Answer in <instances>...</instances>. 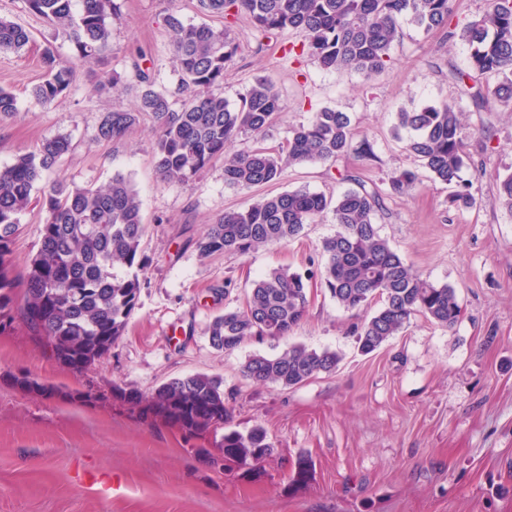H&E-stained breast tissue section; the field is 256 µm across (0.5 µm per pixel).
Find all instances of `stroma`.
<instances>
[{"mask_svg":"<svg viewBox=\"0 0 512 512\" xmlns=\"http://www.w3.org/2000/svg\"><path fill=\"white\" fill-rule=\"evenodd\" d=\"M121 4L110 51L79 69L61 102L43 106L31 96L44 76L41 53L49 48L68 58L70 43L26 0H0V15L31 33L24 51L0 54V89L17 99L16 113L0 118V165L19 150L68 136L73 148L44 184L97 187L128 177L141 202L149 260L124 336L88 370L51 361L22 324L0 333V512H512V213L491 204L497 177L512 172V112L477 110L449 80L450 66L465 67L467 46L404 20L387 69L337 73L289 55L294 34H262L243 14L228 24L200 12L197 0ZM174 4L185 22L227 26L240 43L220 90L229 105L239 104L259 75L279 93L283 110L266 132V147L282 145L292 127L333 108L348 113L355 139L373 143L374 159L347 154L293 166L267 185L229 187L218 157L193 180L167 185L156 173L151 120L122 140H98L102 113L133 107L137 69L174 89L166 25ZM116 71L123 82L93 94ZM456 98L471 157L463 177L475 203L467 209L451 206V188L433 183L392 135L401 109ZM482 126L489 142L475 135ZM406 169L417 171L420 184L394 193L390 182ZM357 180L380 194L381 236L429 280L456 289L462 313L454 328L417 316L380 350L361 354L352 314L319 276L322 242L338 230L329 211L285 244L209 258L196 249L207 224L224 212L298 188L334 197ZM278 267L312 275L301 325L288 336L214 349L206 332L212 318L242 307L253 281ZM294 344L337 351V371L294 388L242 376L249 355H277ZM196 373L222 379L234 427L265 428L275 454L262 476L222 473L197 455V448H215L220 434L185 440L111 397L117 388L148 396ZM21 375L61 393L21 389L13 382ZM82 392L94 400H79ZM302 458L312 467L301 477Z\"/></svg>","mask_w":512,"mask_h":512,"instance_id":"obj_1","label":"stroma"}]
</instances>
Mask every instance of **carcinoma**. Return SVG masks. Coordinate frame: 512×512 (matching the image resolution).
<instances>
[{
  "mask_svg": "<svg viewBox=\"0 0 512 512\" xmlns=\"http://www.w3.org/2000/svg\"><path fill=\"white\" fill-rule=\"evenodd\" d=\"M29 10L62 30L71 56L60 59L46 48L41 54L44 79L33 97L42 105L61 101L80 65L107 51L112 23L121 19L119 0H26ZM217 17L248 15L266 34L292 33L301 53L324 70L379 73L390 60L398 21L406 17L428 33L448 30L468 47L466 69L452 70L463 83L471 74L493 78L491 97L512 108V0H485V9L463 25L453 22L452 0H198ZM172 34L175 72L173 90H159L150 75L138 72L139 94L132 110L102 114L97 136L119 141L148 116L153 122L155 167L162 182H185L210 162L224 156V183L229 187L261 186L281 178L285 169L302 163L326 162L354 153L373 154L366 138L354 141L345 112L325 108L292 128L287 148H264L224 154L226 145L242 134L260 136L282 110L278 94L258 77L240 103L229 106L217 93L226 66L239 45L224 28L185 23L178 11L166 18ZM29 33L0 17V52L23 50ZM182 97L180 106L174 98ZM460 102H445L397 113L393 134L411 131L405 149L435 183L456 186L450 198L457 208H469L475 198L462 178L470 156L460 136ZM70 150L69 138L57 135L33 151L19 152L0 166V331L17 321L52 358L83 371L104 358L124 335L136 309L141 288L139 272L146 266L141 241L146 233L141 204L132 182L117 174L100 187L57 183L39 199L44 214L40 246L26 267L12 259L19 216L33 204L34 192ZM398 192L418 186L417 174L404 170L392 180ZM492 205L512 213V173L498 178ZM379 193L365 186L348 189L336 199L306 189L266 196L241 210L225 212L196 241L204 257L246 255L267 244H286L305 226L330 210L339 230L323 241L320 270L328 291L347 311L360 312L372 301L380 306L353 325L359 349L378 351L401 333L412 317L421 315L441 327H454L461 306L456 289L436 285L407 263L383 238L374 222ZM310 274L276 268L253 282L242 310H226L207 326L211 345L232 351L251 339L279 338L297 328L308 305ZM341 357L329 349L294 344L279 355L255 353L242 365L244 378L262 385L300 386L320 374L336 371ZM117 396L130 409L152 415L193 438L224 428L228 417L223 381L203 373L173 378L150 397L129 389ZM222 462L272 457L274 446L264 428L224 432Z\"/></svg>",
  "mask_w": 512,
  "mask_h": 512,
  "instance_id": "cac0c4a2",
  "label": "carcinoma"
}]
</instances>
